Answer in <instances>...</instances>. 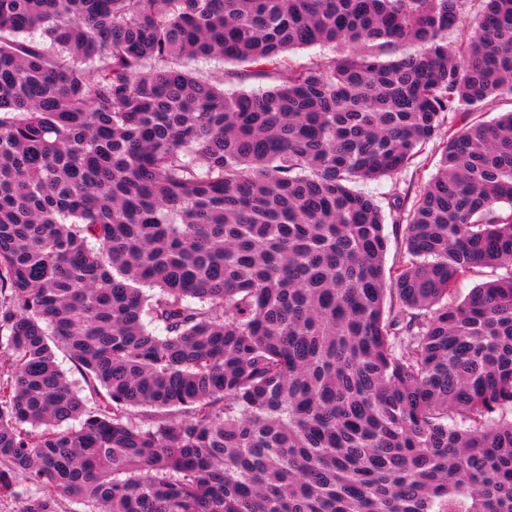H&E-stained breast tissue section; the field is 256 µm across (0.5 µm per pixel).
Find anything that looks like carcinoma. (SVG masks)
Segmentation results:
<instances>
[{"label":"carcinoma","instance_id":"carcinoma-1","mask_svg":"<svg viewBox=\"0 0 512 512\" xmlns=\"http://www.w3.org/2000/svg\"><path fill=\"white\" fill-rule=\"evenodd\" d=\"M482 2L450 50L464 0H0V498L512 512V111L475 120L512 0ZM316 44L345 52L286 61ZM208 57L278 84L171 66ZM450 118L388 270L359 185Z\"/></svg>","mask_w":512,"mask_h":512}]
</instances>
